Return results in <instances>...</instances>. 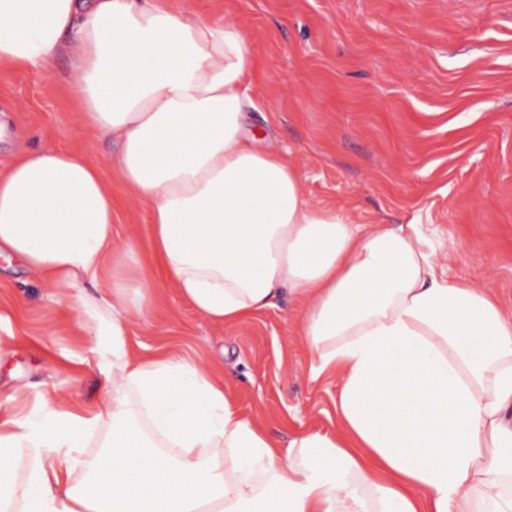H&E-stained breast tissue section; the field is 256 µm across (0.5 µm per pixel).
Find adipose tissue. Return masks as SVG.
Returning <instances> with one entry per match:
<instances>
[{
    "mask_svg": "<svg viewBox=\"0 0 512 512\" xmlns=\"http://www.w3.org/2000/svg\"><path fill=\"white\" fill-rule=\"evenodd\" d=\"M64 47L79 121L118 144L167 282L214 323L300 300L310 374L340 380L341 430L279 448L208 367L134 355L154 286L134 275L137 244L114 242L111 190L83 156L29 150L0 172V255L67 302L107 399L27 418L0 402V512H512V316L440 276L417 229L312 204L296 165L254 146L246 32L169 0H0V65L48 72Z\"/></svg>",
    "mask_w": 512,
    "mask_h": 512,
    "instance_id": "adipose-tissue-1",
    "label": "adipose tissue"
}]
</instances>
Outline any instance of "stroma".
<instances>
[{
  "instance_id": "stroma-1",
  "label": "stroma",
  "mask_w": 512,
  "mask_h": 512,
  "mask_svg": "<svg viewBox=\"0 0 512 512\" xmlns=\"http://www.w3.org/2000/svg\"><path fill=\"white\" fill-rule=\"evenodd\" d=\"M249 35L257 69L248 129L287 154L305 196L357 224H413L446 274L491 288L512 309V0H172ZM59 148L98 166L115 199L117 240L147 243V208L118 180L117 144L82 127L68 55L53 72L0 76V171ZM299 303L216 324L158 290L131 324L135 352L207 364L236 408L280 446L335 434L339 380L311 379ZM87 337L52 289L0 259V399L21 413L101 403L105 379Z\"/></svg>"
}]
</instances>
